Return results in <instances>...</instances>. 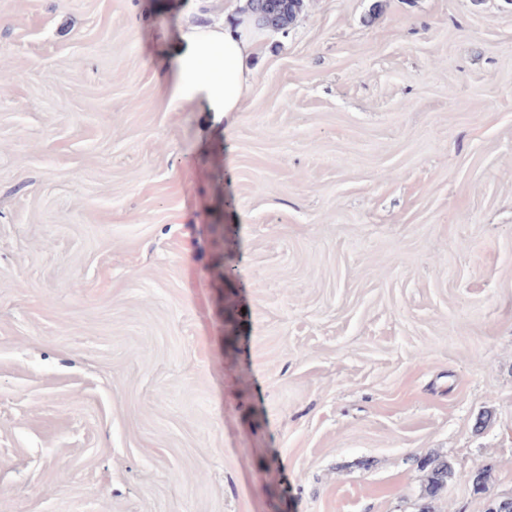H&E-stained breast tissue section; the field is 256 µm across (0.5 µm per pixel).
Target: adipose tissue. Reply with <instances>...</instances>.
<instances>
[{"mask_svg": "<svg viewBox=\"0 0 512 512\" xmlns=\"http://www.w3.org/2000/svg\"><path fill=\"white\" fill-rule=\"evenodd\" d=\"M265 34L251 10L220 28H182L162 70L170 104L221 115L239 111L254 78L245 61Z\"/></svg>", "mask_w": 512, "mask_h": 512, "instance_id": "ef3b65f1", "label": "adipose tissue"}]
</instances>
